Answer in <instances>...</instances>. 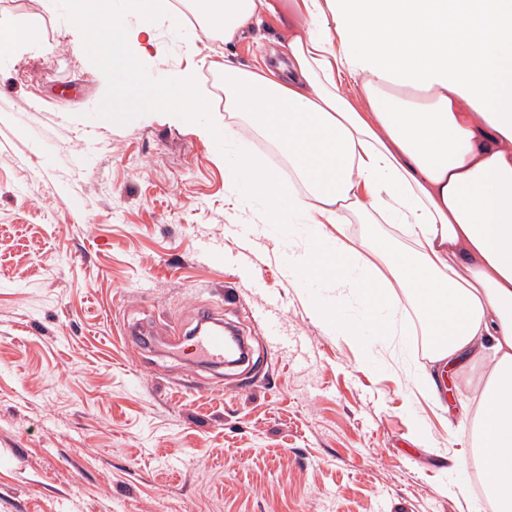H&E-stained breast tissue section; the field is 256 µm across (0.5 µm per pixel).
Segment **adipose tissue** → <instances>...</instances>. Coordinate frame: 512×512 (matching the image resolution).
I'll return each instance as SVG.
<instances>
[{"instance_id": "obj_1", "label": "adipose tissue", "mask_w": 512, "mask_h": 512, "mask_svg": "<svg viewBox=\"0 0 512 512\" xmlns=\"http://www.w3.org/2000/svg\"><path fill=\"white\" fill-rule=\"evenodd\" d=\"M155 0H77L86 49L124 48L126 74L160 111L224 139L227 181L260 198L262 224H305L300 263L334 295L314 313L390 343L410 310L448 374L487 360L469 455L492 512H512V0H180L166 21L186 46L234 43L288 18V72L225 62L223 132L189 97L193 68L164 84ZM107 30L110 44L89 38ZM262 139L274 166L252 150ZM349 224H387L401 245ZM357 300V320L342 305Z\"/></svg>"}]
</instances>
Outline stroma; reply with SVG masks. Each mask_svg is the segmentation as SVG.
<instances>
[{
    "instance_id": "35a3bbf8",
    "label": "stroma",
    "mask_w": 512,
    "mask_h": 512,
    "mask_svg": "<svg viewBox=\"0 0 512 512\" xmlns=\"http://www.w3.org/2000/svg\"><path fill=\"white\" fill-rule=\"evenodd\" d=\"M24 23L35 43L0 48V512H491L449 491L470 421L446 408L482 369L444 406L412 395L313 315L329 294L287 277V227L234 233L253 209L225 204L215 144L87 53L64 0H0V27ZM161 37L219 130L225 60L285 57L272 20L193 51ZM202 306L248 364L169 350Z\"/></svg>"
}]
</instances>
